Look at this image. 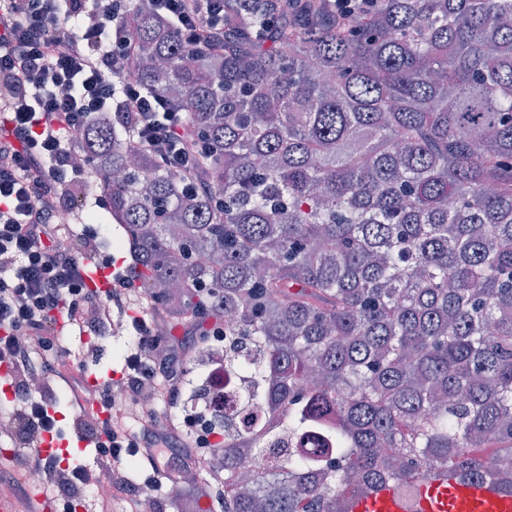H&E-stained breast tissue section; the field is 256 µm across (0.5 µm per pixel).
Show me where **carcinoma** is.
<instances>
[{
    "label": "carcinoma",
    "mask_w": 512,
    "mask_h": 512,
    "mask_svg": "<svg viewBox=\"0 0 512 512\" xmlns=\"http://www.w3.org/2000/svg\"><path fill=\"white\" fill-rule=\"evenodd\" d=\"M129 67L211 144V194L135 155L121 116L82 145L131 274L176 329L224 322L254 417L224 415V512H353L429 478L512 493V0H239L216 50L151 0ZM222 204L215 205V195ZM318 382L297 387L306 372ZM329 424L336 456L247 448Z\"/></svg>",
    "instance_id": "carcinoma-1"
}]
</instances>
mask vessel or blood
I'll list each match as a JSON object with an SVG mask.
<instances>
[{"label": "vessel or blood", "mask_w": 512, "mask_h": 512, "mask_svg": "<svg viewBox=\"0 0 512 512\" xmlns=\"http://www.w3.org/2000/svg\"><path fill=\"white\" fill-rule=\"evenodd\" d=\"M355 512H512V494L470 479H434L422 486L414 506L384 489L359 502Z\"/></svg>", "instance_id": "obj_1"}]
</instances>
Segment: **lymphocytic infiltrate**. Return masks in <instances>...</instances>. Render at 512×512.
Segmentation results:
<instances>
[{
	"label": "lymphocytic infiltrate",
	"mask_w": 512,
	"mask_h": 512,
	"mask_svg": "<svg viewBox=\"0 0 512 512\" xmlns=\"http://www.w3.org/2000/svg\"><path fill=\"white\" fill-rule=\"evenodd\" d=\"M198 0H154L171 19L180 41L190 48L223 36L224 0L199 10ZM129 0H0V366L10 400L0 403V443L13 449L0 468V487L17 512H40L43 499L74 512L92 502L94 512H144L160 472L174 457L205 470L212 435L193 433L176 407L183 366L201 337L171 345L156 358L159 305L138 315L132 306L141 285L106 253L96 229L74 230L57 221L60 210L79 213L86 198V168L72 161V130L97 114L134 107L131 148L153 153L182 176L189 193L207 191L197 169L207 150L199 136L185 133L186 121L168 102L122 79L115 68L131 51L118 37L116 21ZM70 240L69 248L58 245ZM107 274V288L93 279ZM129 316L135 336L119 379L88 387L81 365L63 360L61 342L74 332L104 339L114 314ZM73 410L80 440L93 448L94 466L65 467L42 454L51 410L59 398ZM169 406L166 427H158V403ZM123 408L113 419L111 411ZM148 464L150 474L132 479L131 461ZM41 476L40 491L26 476ZM111 491L96 492L101 482Z\"/></svg>",
	"instance_id": "lymphocytic-infiltrate-1"
}]
</instances>
